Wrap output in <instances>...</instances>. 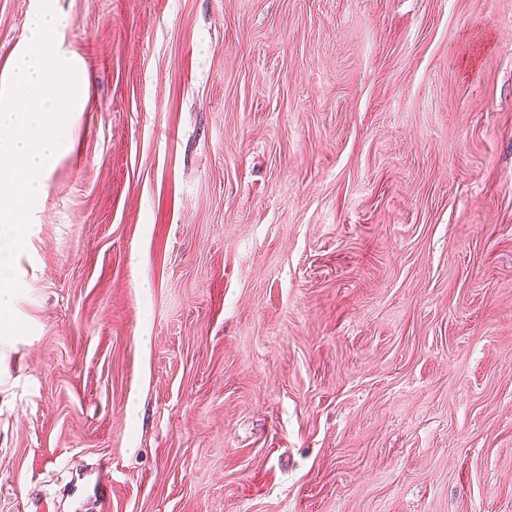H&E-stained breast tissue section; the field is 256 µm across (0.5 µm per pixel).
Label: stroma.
<instances>
[{"label": "stroma", "instance_id": "obj_1", "mask_svg": "<svg viewBox=\"0 0 512 512\" xmlns=\"http://www.w3.org/2000/svg\"><path fill=\"white\" fill-rule=\"evenodd\" d=\"M56 2L0 512H512V0Z\"/></svg>", "mask_w": 512, "mask_h": 512}]
</instances>
